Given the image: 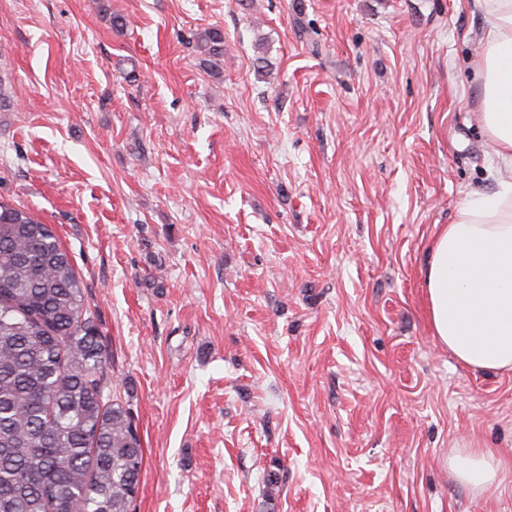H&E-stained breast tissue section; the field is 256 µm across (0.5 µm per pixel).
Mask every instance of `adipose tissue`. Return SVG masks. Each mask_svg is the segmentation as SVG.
I'll return each instance as SVG.
<instances>
[{
    "label": "adipose tissue",
    "instance_id": "obj_1",
    "mask_svg": "<svg viewBox=\"0 0 512 512\" xmlns=\"http://www.w3.org/2000/svg\"><path fill=\"white\" fill-rule=\"evenodd\" d=\"M484 18L477 62L483 131L505 174L495 189L468 193L429 246L423 286L437 342L479 372H512V0H475ZM454 479L484 495L502 462L488 448H456Z\"/></svg>",
    "mask_w": 512,
    "mask_h": 512
}]
</instances>
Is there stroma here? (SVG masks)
I'll return each instance as SVG.
<instances>
[{
  "label": "stroma",
  "mask_w": 512,
  "mask_h": 512,
  "mask_svg": "<svg viewBox=\"0 0 512 512\" xmlns=\"http://www.w3.org/2000/svg\"><path fill=\"white\" fill-rule=\"evenodd\" d=\"M482 25L473 0H0V197L84 284L133 512H512V373L449 356L423 288L494 187ZM470 445L498 492L451 475ZM197 51L206 56L204 61L211 69L218 71L221 58L224 57V32L220 28H208L199 33L196 42ZM448 469L472 493L485 495L498 488L502 462L490 448H455L448 455Z\"/></svg>",
  "instance_id": "35a3bbf8"
}]
</instances>
